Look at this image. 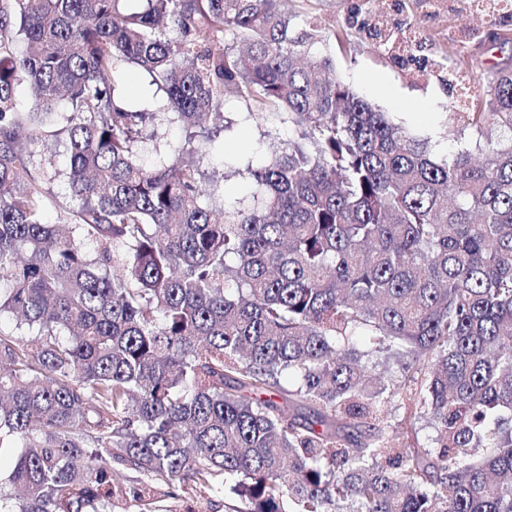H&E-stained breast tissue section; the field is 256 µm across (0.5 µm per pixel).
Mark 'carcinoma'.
<instances>
[{"mask_svg":"<svg viewBox=\"0 0 512 512\" xmlns=\"http://www.w3.org/2000/svg\"><path fill=\"white\" fill-rule=\"evenodd\" d=\"M127 2L0 0V512H512V69L453 70L487 100L437 159L282 0ZM124 65L193 129L155 168ZM229 94L296 133L246 207L200 186ZM396 394L435 447L396 443ZM35 160L40 171L52 176L49 187L61 203H68L69 196L66 190V157L62 142L48 140L38 147Z\"/></svg>","mask_w":512,"mask_h":512,"instance_id":"obj_1","label":"carcinoma"}]
</instances>
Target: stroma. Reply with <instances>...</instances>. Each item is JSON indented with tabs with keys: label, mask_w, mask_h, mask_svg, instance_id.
<instances>
[{
	"label": "stroma",
	"mask_w": 512,
	"mask_h": 512,
	"mask_svg": "<svg viewBox=\"0 0 512 512\" xmlns=\"http://www.w3.org/2000/svg\"><path fill=\"white\" fill-rule=\"evenodd\" d=\"M299 32L337 31L341 42L325 46L336 59L338 76L375 106L396 115L411 133L429 140L436 157L456 151L449 138L446 116L456 109V93L448 86V71L457 46L468 57L512 65V42L502 45L484 34L481 17L472 13L469 0H446L445 8L428 13L426 0H286ZM384 26L391 35L388 45L370 38V27ZM423 33L419 62L402 63L401 43L411 29ZM245 107L228 99L224 120L230 128L223 138L227 153L237 157V167L225 169L223 156L212 155L202 168L203 191L213 181H225L231 199L249 202L253 186L245 171L259 165L293 132L274 114L245 119ZM226 153V154H227ZM36 163L51 176L50 189L60 202H68L66 157L62 143L49 140L38 147Z\"/></svg>",
	"instance_id": "stroma-1"
}]
</instances>
